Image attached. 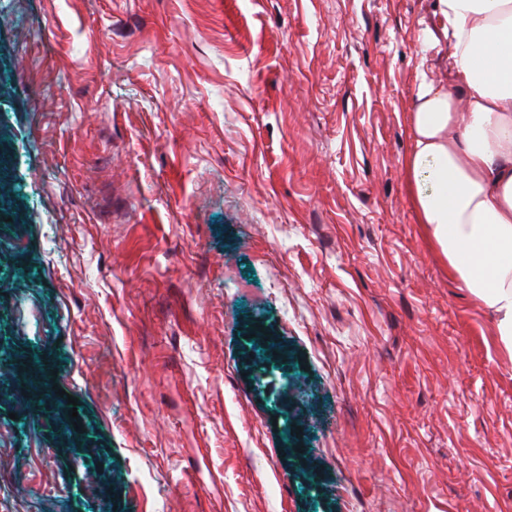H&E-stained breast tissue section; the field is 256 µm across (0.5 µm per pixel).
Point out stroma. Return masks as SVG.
I'll list each match as a JSON object with an SVG mask.
<instances>
[{
  "mask_svg": "<svg viewBox=\"0 0 512 512\" xmlns=\"http://www.w3.org/2000/svg\"><path fill=\"white\" fill-rule=\"evenodd\" d=\"M433 2L0 0V512H512L407 190ZM253 334H255V342L262 348L268 357L281 363H288V351L279 345L274 336H271L266 332H261L260 329L255 330ZM273 351H277L278 355H273Z\"/></svg>",
  "mask_w": 512,
  "mask_h": 512,
  "instance_id": "obj_1",
  "label": "stroma"
}]
</instances>
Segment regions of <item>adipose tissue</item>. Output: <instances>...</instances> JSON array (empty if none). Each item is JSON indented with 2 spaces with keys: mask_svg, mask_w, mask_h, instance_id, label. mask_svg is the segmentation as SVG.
Instances as JSON below:
<instances>
[{
  "mask_svg": "<svg viewBox=\"0 0 512 512\" xmlns=\"http://www.w3.org/2000/svg\"><path fill=\"white\" fill-rule=\"evenodd\" d=\"M432 47L448 79L420 73L407 182L419 223L512 352V0H438Z\"/></svg>",
  "mask_w": 512,
  "mask_h": 512,
  "instance_id": "obj_1",
  "label": "adipose tissue"
}]
</instances>
